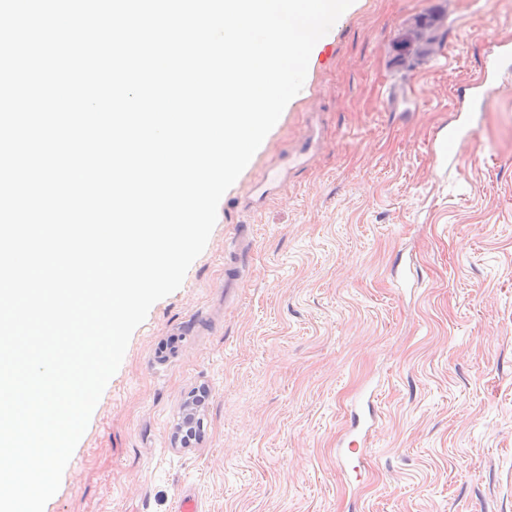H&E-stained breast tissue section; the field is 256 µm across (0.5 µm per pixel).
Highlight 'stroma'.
<instances>
[{
	"mask_svg": "<svg viewBox=\"0 0 512 512\" xmlns=\"http://www.w3.org/2000/svg\"><path fill=\"white\" fill-rule=\"evenodd\" d=\"M426 12L440 45L395 64ZM509 38L512 0H354L133 332L45 512H177L185 494L198 512H512V70L459 154L433 152L457 88ZM312 128L308 167L244 207ZM201 385L202 437L175 446ZM370 402L356 472L340 443Z\"/></svg>",
	"mask_w": 512,
	"mask_h": 512,
	"instance_id": "obj_1",
	"label": "stroma"
}]
</instances>
